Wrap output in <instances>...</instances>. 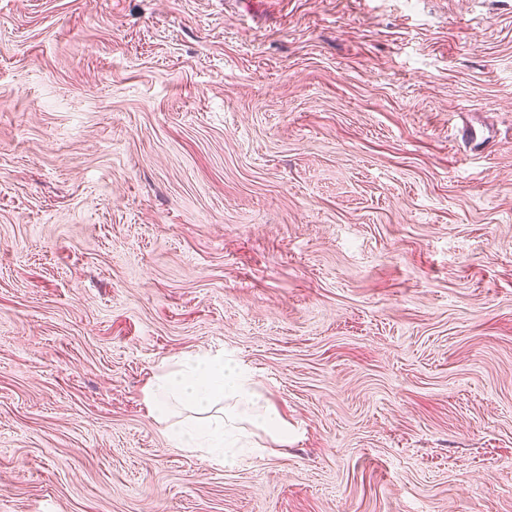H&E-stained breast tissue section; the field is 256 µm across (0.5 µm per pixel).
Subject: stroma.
I'll list each match as a JSON object with an SVG mask.
<instances>
[{
    "label": "stroma",
    "instance_id": "stroma-1",
    "mask_svg": "<svg viewBox=\"0 0 512 512\" xmlns=\"http://www.w3.org/2000/svg\"><path fill=\"white\" fill-rule=\"evenodd\" d=\"M0 512H512V0H0ZM261 400L253 374L245 366L224 359L223 352L163 360L146 398L151 413L161 422L179 414L177 407L191 412L169 424L171 440L176 448L224 467L265 454L267 446L255 431L276 444L288 443V422ZM222 401L227 406L217 409Z\"/></svg>",
    "mask_w": 512,
    "mask_h": 512
}]
</instances>
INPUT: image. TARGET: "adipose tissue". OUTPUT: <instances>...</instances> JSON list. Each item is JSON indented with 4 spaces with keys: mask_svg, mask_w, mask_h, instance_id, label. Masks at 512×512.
<instances>
[{
    "mask_svg": "<svg viewBox=\"0 0 512 512\" xmlns=\"http://www.w3.org/2000/svg\"><path fill=\"white\" fill-rule=\"evenodd\" d=\"M146 402L176 447L227 467L262 457L267 442L288 441L287 421L263 405L253 374L220 352L163 360ZM181 409L188 415L180 420Z\"/></svg>",
    "mask_w": 512,
    "mask_h": 512,
    "instance_id": "adipose-tissue-1",
    "label": "adipose tissue"
}]
</instances>
